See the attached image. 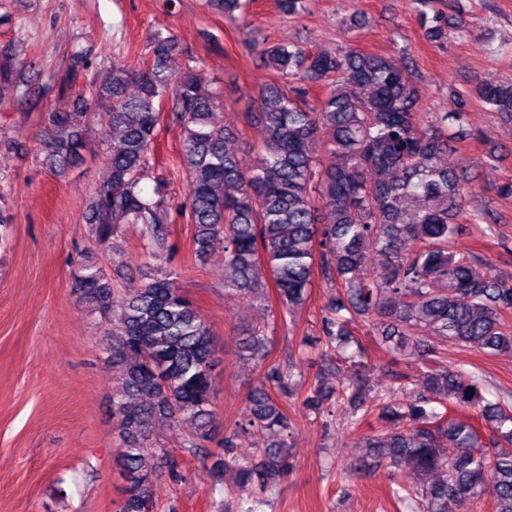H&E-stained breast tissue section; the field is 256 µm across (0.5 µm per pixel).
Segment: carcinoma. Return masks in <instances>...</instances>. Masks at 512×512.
Segmentation results:
<instances>
[{
	"label": "carcinoma",
	"mask_w": 512,
	"mask_h": 512,
	"mask_svg": "<svg viewBox=\"0 0 512 512\" xmlns=\"http://www.w3.org/2000/svg\"><path fill=\"white\" fill-rule=\"evenodd\" d=\"M276 2L281 14L298 19L311 0ZM414 3L431 40L461 28L448 15L457 0ZM210 5L232 17L249 2ZM179 49L174 35L158 32L151 65L114 67L106 80L76 90L73 100L60 94L42 113V168L63 177L99 154L108 166L83 214L94 243L106 248L132 225L154 258L171 250V203L161 190L147 196L141 187L153 169L159 128L169 119L181 132L190 183L183 209L194 254L204 262L214 242L224 240L225 291L251 299L273 286L285 324L296 323L309 302L314 276L331 291L321 334L300 338L324 361L303 401L307 410L319 414L333 401L350 407L348 426L355 430L370 416L391 429L364 435V447L393 476V500L404 512H467L488 491L493 512H512V404L489 400L475 373L430 366L450 342L488 354L512 351V277L490 279L478 253L452 248L463 231L460 220L490 239L495 219L485 208H465L475 175L445 162L455 139L448 116L420 111L421 88L391 57L352 43L331 49L264 42L255 49L275 81L261 88L259 111L247 114L261 127L263 143L257 163L245 168L233 147L238 131L219 112L220 90L193 70L169 71ZM18 66L17 54L0 52V84H17ZM472 92L512 118L511 80L477 78ZM322 148L333 164L323 165ZM369 245L381 257L379 272L368 269ZM177 279L178 272L161 270L126 292L96 264L81 265L75 275L74 288L95 310L118 315L105 349L115 381L112 416L122 427L115 463L124 485L116 512H148L162 470L146 451L160 430L191 422L185 448L193 455L205 452L214 431L216 346ZM368 319L387 328L388 350L406 367L426 368L420 385L397 370L386 396L372 394L363 351L340 353L351 328ZM267 328L260 320L233 330L239 357L260 377L240 419L224 431L222 451L207 454L217 478L232 475L227 494L246 495L242 512H264L294 470L293 425L281 405L295 396L292 372L267 363ZM342 362L353 376L333 386L330 376L340 374ZM457 407L474 409L507 446L489 449L480 427L450 414ZM242 438L253 446L248 456L235 452Z\"/></svg>",
	"instance_id": "carcinoma-1"
}]
</instances>
